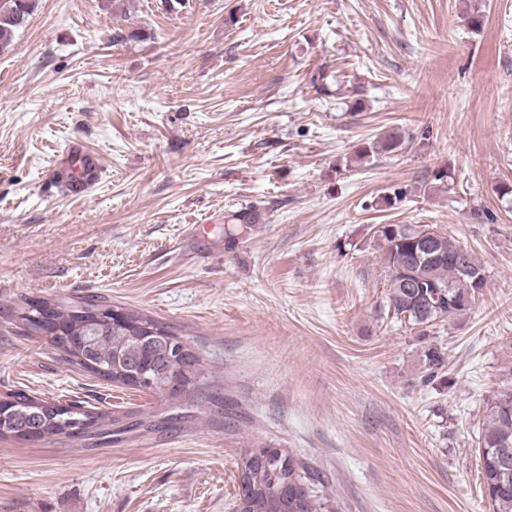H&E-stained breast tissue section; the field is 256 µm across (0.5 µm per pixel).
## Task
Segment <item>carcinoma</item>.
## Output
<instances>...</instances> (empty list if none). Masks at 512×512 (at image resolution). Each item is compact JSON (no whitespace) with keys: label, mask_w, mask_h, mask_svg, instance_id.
I'll return each mask as SVG.
<instances>
[{"label":"carcinoma","mask_w":512,"mask_h":512,"mask_svg":"<svg viewBox=\"0 0 512 512\" xmlns=\"http://www.w3.org/2000/svg\"><path fill=\"white\" fill-rule=\"evenodd\" d=\"M35 0H8L0 6V49L24 27ZM398 135L364 145L361 161L376 149L401 147ZM388 269L387 298L393 315L415 328L429 327L467 313L485 285V274L473 252L454 238L420 224H381L377 229ZM108 299L101 295L29 300L16 317L30 334L45 337L66 365L89 372L113 385L142 392L179 396L193 384L199 359L186 349L184 369L168 363L167 341L179 339L172 326L120 308L114 322H95L79 315ZM134 429L116 425L84 406H61L24 393L0 411V439L60 442L82 439L90 445ZM484 491L492 512H512V389L494 395L478 440ZM238 512H319L320 503L306 485L305 466L279 448H253L237 461Z\"/></svg>","instance_id":"carcinoma-1"}]
</instances>
